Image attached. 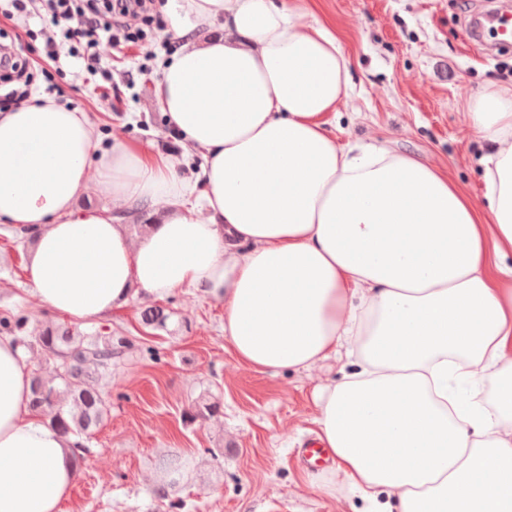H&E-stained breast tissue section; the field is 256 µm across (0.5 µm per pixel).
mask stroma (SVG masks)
I'll use <instances>...</instances> for the list:
<instances>
[{"label": "stroma", "mask_w": 512, "mask_h": 512, "mask_svg": "<svg viewBox=\"0 0 512 512\" xmlns=\"http://www.w3.org/2000/svg\"><path fill=\"white\" fill-rule=\"evenodd\" d=\"M318 19L343 34L352 89L336 116L343 144L382 147L446 170L475 201L484 184L480 158L489 144L470 112L480 94L512 89V41L497 30L473 42L462 0H318ZM161 30L142 43L102 48V63L123 75L120 94L86 74L81 59L62 55L54 83L95 122L103 145L123 138L176 159L184 176L200 174L199 153L167 125L154 98L160 62L178 48L168 31L185 19L176 0H156ZM44 20L0 15V44L45 65L43 40L16 41L21 26ZM27 247L0 223V313L21 309L40 322L53 315L29 292ZM154 297L135 293L91 331L111 327L128 337L131 354L99 381L109 413L76 461L77 478L61 512H169L153 494L167 486L183 512H368L349 493L335 464L305 466L297 450L317 435L314 395L351 373L346 348L310 367L257 371L238 361L224 340V308L183 288L162 299L165 327L147 328L140 311ZM221 404L219 417L184 424V409L201 396ZM187 460L178 474L160 464Z\"/></svg>", "instance_id": "1"}]
</instances>
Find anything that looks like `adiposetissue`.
<instances>
[{"label":"adipose tissue","mask_w":512,"mask_h":512,"mask_svg":"<svg viewBox=\"0 0 512 512\" xmlns=\"http://www.w3.org/2000/svg\"><path fill=\"white\" fill-rule=\"evenodd\" d=\"M200 32L154 95L202 156L201 182L36 97L0 113V223L32 242L31 293L98 319L133 289L224 306V339L258 371L358 346L318 398L319 436L363 500L400 512H512V91L478 98L484 204L438 168L341 145L351 88L337 33L308 0H183ZM111 208L80 206L90 195ZM146 216L131 237L113 209ZM32 374L0 336V512H60L73 441L28 404ZM491 385L490 402L480 397Z\"/></svg>","instance_id":"ef3b65f1"}]
</instances>
